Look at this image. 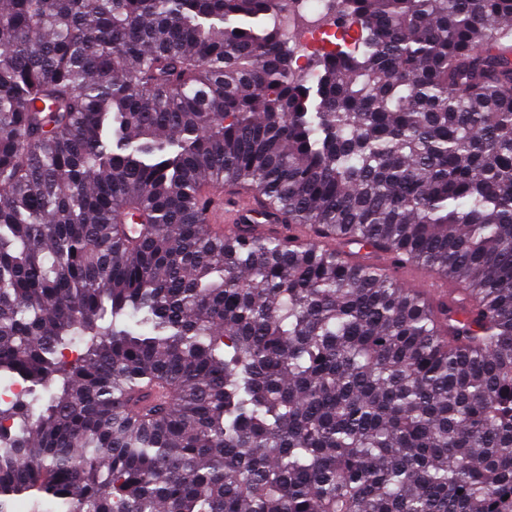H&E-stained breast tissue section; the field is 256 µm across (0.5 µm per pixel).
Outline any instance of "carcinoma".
Masks as SVG:
<instances>
[{
  "label": "carcinoma",
  "instance_id": "obj_1",
  "mask_svg": "<svg viewBox=\"0 0 512 512\" xmlns=\"http://www.w3.org/2000/svg\"><path fill=\"white\" fill-rule=\"evenodd\" d=\"M328 10L0 0V512H512V0ZM283 19L288 28L301 29L304 41L294 56V66L305 74L313 72L312 64L325 50L335 46L340 34L324 11L325 0H286ZM289 1V2H288ZM208 223L217 233L227 230H237L253 223V215L258 209V202L253 197L242 198L233 204L224 202V194L212 189L208 193Z\"/></svg>",
  "mask_w": 512,
  "mask_h": 512
}]
</instances>
